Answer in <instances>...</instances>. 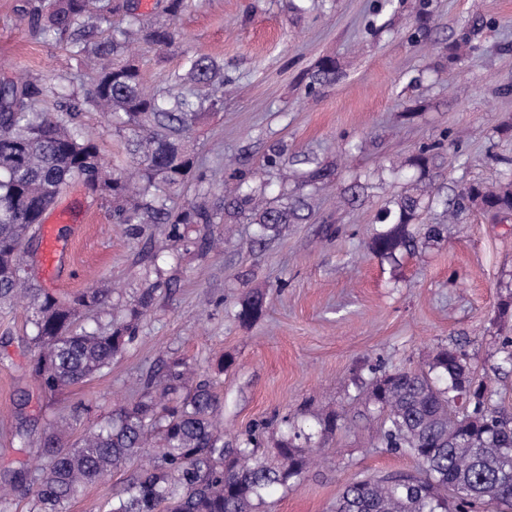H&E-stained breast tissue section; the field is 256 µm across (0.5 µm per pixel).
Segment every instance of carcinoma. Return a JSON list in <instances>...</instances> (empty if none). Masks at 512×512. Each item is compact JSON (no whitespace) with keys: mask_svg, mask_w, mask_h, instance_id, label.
<instances>
[{"mask_svg":"<svg viewBox=\"0 0 512 512\" xmlns=\"http://www.w3.org/2000/svg\"><path fill=\"white\" fill-rule=\"evenodd\" d=\"M131 10L130 0H38L32 7L29 19L37 33L68 37L75 56L98 61L87 92L72 95L58 110L40 108L58 96L55 84L0 79V301L21 299L31 307L34 371L51 394L110 367L135 342L139 321L155 301V289L146 288L125 320L106 330L79 331L82 311L106 304V296L92 290L64 305L35 285L27 272L28 245L66 185L79 181L103 195L123 224L165 225V237L173 242L185 238L190 224L208 227L218 219L243 218L258 226L255 244L262 247L310 209L305 197L286 202L267 197L266 177L286 180L290 168L295 179L307 183L327 176L323 167L300 175L294 169L304 163L300 155L273 146L261 169L233 170L214 200L205 196L180 210L171 208V194L186 181H209L191 134L210 112L224 108V68L208 56L189 55L184 75L162 91L148 89L126 52L138 41L173 46L178 34L169 24L136 19L110 42L85 38V22L106 23L111 14ZM334 77L335 62L323 59L308 88ZM87 107L112 116L113 131L132 157L129 170H107L96 141L78 124ZM440 147L424 145L405 164L426 179ZM427 194L423 182L386 202L379 222L388 229L374 240L378 255L392 257L409 245V226ZM470 206L512 214V179L469 185L447 203L448 221ZM263 313L264 298L256 293L238 303L236 318L249 324ZM368 385L371 402L384 415L380 446L414 457L418 470L354 480L331 512H477L482 505L512 512V415L489 407L493 391L474 380L462 350L442 347L428 372H383ZM221 408L211 383L197 378L185 361H163L147 374L133 403L113 409L108 425L87 429L74 447H61L53 431L46 435L41 452L48 467L36 478L18 470L1 479L0 509L5 512L13 494L25 489L30 512H65L83 487L134 465L132 478L113 491L103 512H255L273 489L308 470L306 449L315 443L314 434L293 427V434L276 443L274 464L257 454L272 422L226 441L217 421ZM300 438L306 446L295 443Z\"/></svg>","mask_w":512,"mask_h":512,"instance_id":"1","label":"carcinoma"}]
</instances>
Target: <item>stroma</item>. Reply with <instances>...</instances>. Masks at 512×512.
Masks as SVG:
<instances>
[{"instance_id": "obj_1", "label": "stroma", "mask_w": 512, "mask_h": 512, "mask_svg": "<svg viewBox=\"0 0 512 512\" xmlns=\"http://www.w3.org/2000/svg\"><path fill=\"white\" fill-rule=\"evenodd\" d=\"M34 0H0V77L20 70L55 83L59 96L88 89L92 65L69 44L31 28ZM166 0H149L144 22L168 20L178 43H139L131 55L146 85L168 86L186 56L205 54L224 67V108L195 130L198 160L213 181L255 169L271 146L308 154L330 176L306 187L309 219L257 248L250 224H192L185 240L158 250L159 224L134 232L106 199L69 184L56 201L86 214V232L55 279L32 276L60 301L92 288L105 308L82 324L124 320L141 289H154L137 341L91 379L46 397L34 375L26 304L0 305V476L45 467L40 445L50 428L73 443L82 428L107 422L139 394L138 380L161 361L182 358L213 381L223 405L224 435L249 425L285 422L318 432L320 415L348 424L323 437L316 464L289 488H277L262 512H330L360 476L411 473L413 458L379 447L380 421L366 398L373 372L428 369L439 347H457L471 372L487 379L490 405L512 412V216L472 207L456 223L443 203L473 182L495 183L512 158V0H184L174 17ZM471 49L449 61L451 45ZM336 62V79L310 87L317 63ZM442 142L430 172L436 197L413 227L417 245L384 259L372 249L385 202L417 179L406 157ZM441 225L440 238L420 231ZM228 234L220 250L206 234ZM266 295L263 315L235 317L239 300ZM230 364L219 367V359ZM30 429L20 446L19 422Z\"/></svg>"}]
</instances>
